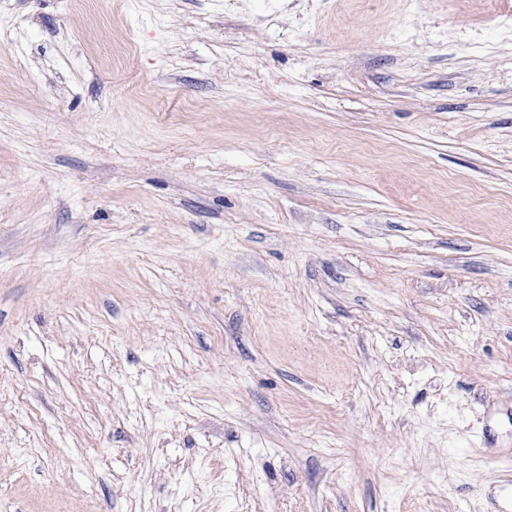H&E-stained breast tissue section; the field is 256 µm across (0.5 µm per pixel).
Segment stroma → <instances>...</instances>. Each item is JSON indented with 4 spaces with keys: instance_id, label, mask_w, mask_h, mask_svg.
Here are the masks:
<instances>
[{
    "instance_id": "stroma-1",
    "label": "stroma",
    "mask_w": 512,
    "mask_h": 512,
    "mask_svg": "<svg viewBox=\"0 0 512 512\" xmlns=\"http://www.w3.org/2000/svg\"><path fill=\"white\" fill-rule=\"evenodd\" d=\"M512 0H0V512H495Z\"/></svg>"
}]
</instances>
